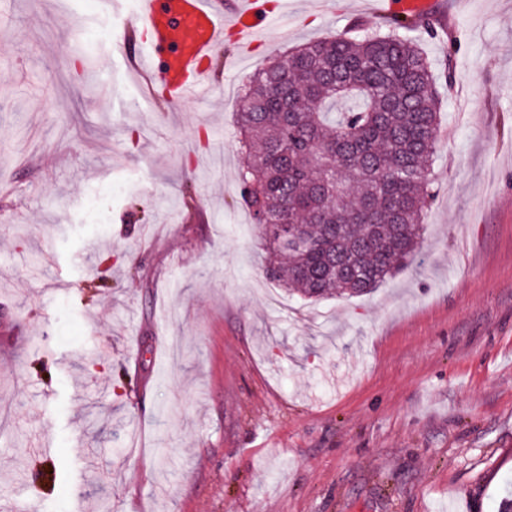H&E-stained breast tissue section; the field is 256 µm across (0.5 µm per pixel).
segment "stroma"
Listing matches in <instances>:
<instances>
[{"mask_svg":"<svg viewBox=\"0 0 512 512\" xmlns=\"http://www.w3.org/2000/svg\"><path fill=\"white\" fill-rule=\"evenodd\" d=\"M290 0L210 102L130 82L97 0H0V512H496L512 479V0H443L436 195L361 297L266 278L240 89L383 25ZM107 213L93 223L84 203Z\"/></svg>","mask_w":512,"mask_h":512,"instance_id":"1","label":"stroma"}]
</instances>
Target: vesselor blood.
Returning a JSON list of instances; mask_svg holds the SVG:
<instances>
[{"mask_svg": "<svg viewBox=\"0 0 512 512\" xmlns=\"http://www.w3.org/2000/svg\"><path fill=\"white\" fill-rule=\"evenodd\" d=\"M376 12L383 17L423 18L439 9L438 0H375ZM262 0H136L135 9L125 18L129 33L144 32L138 55L129 60L132 80L161 78L184 101L208 98L215 90L202 60L216 54L225 32H234L241 50H250L255 39L272 24ZM168 47L170 55L164 70H157L155 54Z\"/></svg>", "mask_w": 512, "mask_h": 512, "instance_id": "obj_1", "label": "vessel or blood"}]
</instances>
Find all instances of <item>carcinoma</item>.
Segmentation results:
<instances>
[{
    "label": "carcinoma",
    "mask_w": 512,
    "mask_h": 512,
    "mask_svg": "<svg viewBox=\"0 0 512 512\" xmlns=\"http://www.w3.org/2000/svg\"><path fill=\"white\" fill-rule=\"evenodd\" d=\"M431 19L308 42L260 65L237 112V180L266 277L303 300L361 296L415 257L434 197L439 78L403 30ZM301 226L302 246L288 242Z\"/></svg>",
    "instance_id": "obj_1"
}]
</instances>
